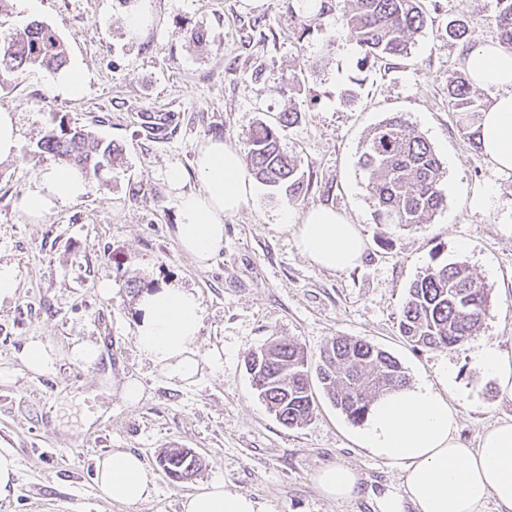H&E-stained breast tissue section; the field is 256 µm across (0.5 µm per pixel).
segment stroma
I'll return each instance as SVG.
<instances>
[{"label":"stroma","mask_w":512,"mask_h":512,"mask_svg":"<svg viewBox=\"0 0 512 512\" xmlns=\"http://www.w3.org/2000/svg\"><path fill=\"white\" fill-rule=\"evenodd\" d=\"M322 2L311 15L295 0H266L254 14L240 0H41L30 14L20 0H0V35L42 21L63 40L68 67L88 75L77 100L53 93L46 69L0 83V107L17 112L20 132L17 156L0 161V263L18 271L13 297L0 301V448L16 458L18 491L0 499V512H182L185 496L213 480L261 512H382L384 496L403 492L401 473L356 443L359 425L321 396L310 422L288 428L258 399L245 357L273 338L298 341L312 360L333 337L366 340L396 357L413 386L448 368L466 441L512 418V401L476 364L484 348L512 352V171L472 145L448 103L469 43L497 39L496 0H423L427 24L410 56L374 63L345 24L346 0ZM144 4L152 23L129 38L127 20ZM456 21L467 27L465 42L448 38ZM192 29L203 43L190 41ZM294 75L299 86L283 91ZM290 109L301 117L282 143L304 174L300 200L287 204L255 183L248 203L224 219L222 253L199 267L176 235L168 167L180 165L186 189H197L199 146L212 138L243 150L250 124ZM149 113L173 115L166 135L146 130ZM395 115L426 138L444 171L445 206L410 230L375 224L357 164L367 132ZM63 120L123 154L84 196L33 224L22 199L60 164L36 144ZM482 192L488 205L472 207ZM316 206L359 226L366 251L357 268L327 270L297 249L295 226ZM436 254L468 266L493 303L462 346L419 350L400 335L398 318L409 284ZM169 285L197 293V345L223 357L188 382L152 367L136 341L142 294ZM34 340L54 351L52 373L23 364ZM79 340L101 344L95 365L70 358ZM128 377L143 387L134 404L115 390ZM168 448L202 458L192 481L166 477L157 457ZM116 450L153 470L149 501L115 503L97 487V458ZM336 463L360 475L352 498L329 499L315 486L317 471Z\"/></svg>","instance_id":"35a3bbf8"}]
</instances>
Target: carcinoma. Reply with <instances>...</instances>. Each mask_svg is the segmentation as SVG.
<instances>
[{
  "label": "carcinoma",
  "instance_id": "carcinoma-1",
  "mask_svg": "<svg viewBox=\"0 0 512 512\" xmlns=\"http://www.w3.org/2000/svg\"><path fill=\"white\" fill-rule=\"evenodd\" d=\"M345 22L356 41L374 59L410 54L412 38L426 24L421 0H350ZM500 46L512 50V0H497L494 16ZM67 62L59 36L40 21L0 38V80L32 67L60 69ZM449 104L462 115L480 116L485 104L468 75L448 85ZM298 120L288 111L273 120L258 121L245 132L246 159L255 176L298 201L303 174L280 143L281 131ZM38 148L79 167L92 183L123 148L93 140L84 126H59L38 142ZM358 164L374 207L377 224L410 229L425 224L445 206L443 167L431 144L396 115L375 126L365 137ZM491 289L462 263L432 257L411 283L399 314V330L414 346L428 350L463 345L476 332L491 304ZM245 365L252 386L268 409L287 427L311 420L315 410L312 377L324 395L351 422L361 423L373 402L408 386L399 361L362 339L338 336L327 342L313 364L293 340L274 339L250 352ZM160 466L167 476L183 482L202 466L188 448L163 453Z\"/></svg>",
  "mask_w": 512,
  "mask_h": 512
}]
</instances>
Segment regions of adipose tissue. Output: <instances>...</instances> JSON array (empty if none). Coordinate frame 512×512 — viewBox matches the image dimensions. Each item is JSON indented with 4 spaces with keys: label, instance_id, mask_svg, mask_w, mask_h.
<instances>
[{
    "label": "adipose tissue",
    "instance_id": "ef3b65f1",
    "mask_svg": "<svg viewBox=\"0 0 512 512\" xmlns=\"http://www.w3.org/2000/svg\"><path fill=\"white\" fill-rule=\"evenodd\" d=\"M465 69L475 86L491 93L476 126V141L498 169L512 170V51L493 43L472 46ZM198 190L183 189L179 166L167 171L179 212L176 234L186 253L198 265H208L224 248V219L236 214L253 195V185L240 154L212 139L200 146L194 159ZM88 184L74 167L54 168L33 183L22 208L26 217L41 221L59 204L84 195ZM295 244L313 263L344 271L364 253V240L356 225L335 209L315 207L296 227ZM137 327L141 352L169 378L192 380L204 366L220 361L219 354L202 355L197 341L202 309L194 291L172 286L144 295ZM448 373L438 386L420 384L376 401L358 435L387 464L398 467L404 494L391 502L388 512H402L411 504L415 512H483L494 502L496 512H512V419L486 428L476 447L460 437L459 420L447 387ZM95 481L110 500L137 504L149 500L156 488L155 475L142 459L116 451L96 462ZM318 489L333 499H347L358 490L360 477L345 465L321 468ZM182 512H258L250 497L215 482L187 495Z\"/></svg>",
    "mask_w": 512,
    "mask_h": 512
}]
</instances>
